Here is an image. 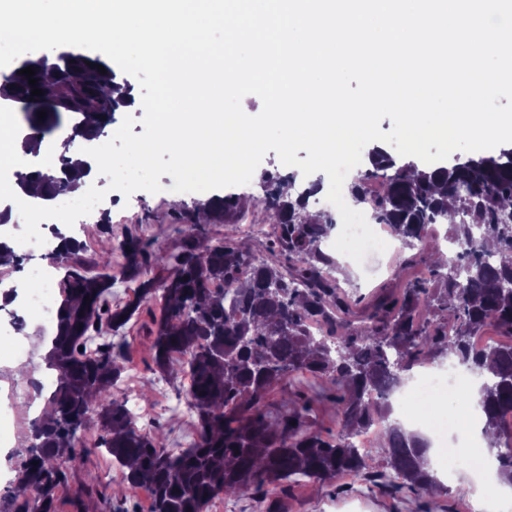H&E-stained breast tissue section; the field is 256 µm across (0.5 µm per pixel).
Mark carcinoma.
Here are the masks:
<instances>
[{"mask_svg":"<svg viewBox=\"0 0 512 512\" xmlns=\"http://www.w3.org/2000/svg\"><path fill=\"white\" fill-rule=\"evenodd\" d=\"M28 66L36 69L34 87L41 95H31L34 87L19 74ZM131 91L105 60L85 54L55 63L24 59L0 74V99L23 105L25 138L43 139L61 126L65 113L72 122L70 144L60 154L65 177L35 171L32 180L19 182V197L50 201L70 190L68 153L79 139L99 138ZM369 161L372 169L358 171L351 195L360 203L367 181L381 180L377 215L413 254L395 266L392 285L366 300L352 301L339 290L336 262L320 249L334 227L331 217L310 212L306 198L292 197L288 178L279 174L262 175L266 194L258 203L276 235L260 262L246 242L212 239L193 217L175 228L180 244L174 251L130 234L91 266L79 256L81 244L60 236L52 259L64 270L65 291L47 354L48 368L57 371L56 388L16 470V512H56L57 491L68 482L64 464L83 461L79 433L92 420L101 431L98 448L124 481L147 491L151 512H207L219 496L264 495L270 485L277 495L266 512H285L302 483L365 472L368 460L354 439L376 421L387 422V430L370 453L383 454L387 491L449 496L452 489L430 466L426 440L390 420L388 396L414 366L450 351L482 379L483 432L496 450L498 481L512 487V426L506 424L512 419V341L475 342L489 327L512 338V291L504 290L512 282V148L430 170L398 166L380 149ZM201 208L215 220L242 211L235 194L213 196ZM436 223L448 224L449 239L463 245L446 262L434 261L429 251ZM115 252L123 258L122 274L139 281V288L112 310ZM416 266L429 269L436 287L412 276ZM245 267L252 271L248 278L242 276ZM215 281L224 288L210 287ZM144 314L156 370L167 374L176 364L190 379L184 395L197 413L198 434L176 452L138 428L115 392L126 369L121 330ZM314 318L322 323L320 336L308 330ZM295 372L325 380L331 392H291L285 412L270 419L269 394ZM317 400L335 410L338 432L310 428Z\"/></svg>","mask_w":512,"mask_h":512,"instance_id":"obj_1","label":"carcinoma"}]
</instances>
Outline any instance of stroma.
<instances>
[{
  "instance_id": "stroma-1",
  "label": "stroma",
  "mask_w": 512,
  "mask_h": 512,
  "mask_svg": "<svg viewBox=\"0 0 512 512\" xmlns=\"http://www.w3.org/2000/svg\"><path fill=\"white\" fill-rule=\"evenodd\" d=\"M161 192L152 194L143 190L130 197L114 200L110 212L111 232L105 233L98 225H85L79 240L87 259L111 252L117 239L134 232L144 240L175 246L178 236L175 224L181 223L196 203L206 201L207 193L173 191L174 180L165 175L160 179ZM336 276L346 291L356 296H367L389 283L392 266L383 255L369 252L363 263L350 257L336 255ZM128 342L126 365L135 372L134 383L146 393L147 412L145 430L161 429L170 448H186L194 441L198 420L187 405L181 378L166 376L155 370L150 342L139 320H131L123 330ZM53 336L43 330L39 312H30L20 345L0 343V385L16 380L18 370L44 367V348ZM88 451L82 464L75 468L68 484L57 494L56 512H76L85 505L86 512H150L148 493L124 482L109 460L99 453V430L89 424L81 433ZM29 440L24 432L8 433L0 443V501L9 502L16 469L26 455ZM93 489L94 495L77 502L79 491ZM418 498L405 492L391 496L373 482L361 476L345 474L333 483H311L297 488L288 503L287 512H416Z\"/></svg>"
}]
</instances>
